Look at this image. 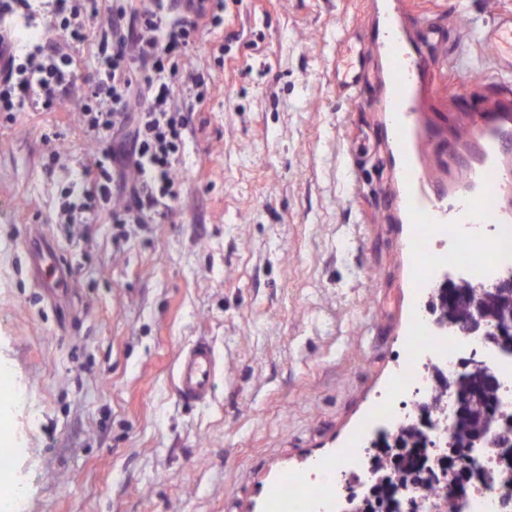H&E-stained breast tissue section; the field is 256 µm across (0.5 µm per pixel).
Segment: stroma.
I'll return each mask as SVG.
<instances>
[{
    "label": "stroma",
    "mask_w": 512,
    "mask_h": 512,
    "mask_svg": "<svg viewBox=\"0 0 512 512\" xmlns=\"http://www.w3.org/2000/svg\"><path fill=\"white\" fill-rule=\"evenodd\" d=\"M446 38L423 119L463 139L464 87L492 96L502 73L481 32L512 0H413ZM368 0H224L182 71L212 79L187 119L179 194L140 224L108 206L60 227L68 181L112 141L88 134L65 97L0 112V448L16 449L0 512H261L281 470L339 458L400 367L429 294L414 285L384 118L329 79L338 42ZM55 37L78 88L94 40L16 26V54ZM39 231L72 267L66 296L32 277ZM213 347L210 403L182 401L183 350Z\"/></svg>",
    "instance_id": "1"
}]
</instances>
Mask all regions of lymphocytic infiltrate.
Listing matches in <instances>:
<instances>
[{"label":"lymphocytic infiltrate","mask_w":512,"mask_h":512,"mask_svg":"<svg viewBox=\"0 0 512 512\" xmlns=\"http://www.w3.org/2000/svg\"><path fill=\"white\" fill-rule=\"evenodd\" d=\"M223 0H113L112 15L99 22V0H0V15L28 24L50 15L71 40L86 38L95 25L98 78L80 98L78 111L87 131H123L109 164L94 162L77 173L64 191V223L90 212L94 197L111 199V185L126 171L128 202L113 215L117 224L137 223L177 195L174 164L183 142L186 120L173 112L174 87L192 89L203 103L212 81L187 75L179 59L198 30L216 24ZM10 69L0 77V112L15 111L23 95L32 106L52 110L75 89L72 61L60 45L43 41L25 55H11Z\"/></svg>","instance_id":"obj_1"}]
</instances>
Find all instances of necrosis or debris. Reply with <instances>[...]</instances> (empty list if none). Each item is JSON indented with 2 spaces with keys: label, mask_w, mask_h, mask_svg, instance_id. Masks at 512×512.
Returning <instances> with one entry per match:
<instances>
[{
  "label": "necrosis or debris",
  "mask_w": 512,
  "mask_h": 512,
  "mask_svg": "<svg viewBox=\"0 0 512 512\" xmlns=\"http://www.w3.org/2000/svg\"><path fill=\"white\" fill-rule=\"evenodd\" d=\"M469 344L455 332H434L425 316H417L406 341L407 370L392 381L373 416L389 434L408 420H417L418 407L439 398V390L427 369L436 360L440 369L455 370ZM425 447L368 451L358 445L347 449L327 472L308 466L288 491V512H327L330 504L351 492L364 498L374 485L375 458H404L416 482L401 491V512H512V457L496 450H470L456 442L451 429L434 427L425 433ZM463 478V490L447 499L446 487Z\"/></svg>",
  "instance_id": "necrosis-or-debris-1"
}]
</instances>
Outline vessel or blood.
Wrapping results in <instances>:
<instances>
[{
  "label": "vessel or blood",
  "mask_w": 512,
  "mask_h": 512,
  "mask_svg": "<svg viewBox=\"0 0 512 512\" xmlns=\"http://www.w3.org/2000/svg\"><path fill=\"white\" fill-rule=\"evenodd\" d=\"M406 0H372L362 33V52L357 65L339 82L340 92L356 97L366 84L379 90V111L388 127V159L397 165L395 200L405 223L416 225L410 249L421 272L416 285H432L434 254L426 241L447 232L452 247L448 258L465 263L469 273L493 279L501 258L480 247L484 228L490 224H512V84L500 82L493 97L473 104L472 139L477 146L475 165L466 167L452 192L430 186L426 160L446 152L421 123L434 85L431 47L440 32L434 18L422 17L409 28ZM483 39L500 51V67L512 73V12L500 14L483 31ZM29 255L36 273L58 269L56 254L35 243ZM217 360L207 342L188 347L175 377L177 395L186 402L210 400L216 379ZM288 473L282 472L262 484L263 512H288Z\"/></svg>",
  "instance_id": "obj_1"
}]
</instances>
